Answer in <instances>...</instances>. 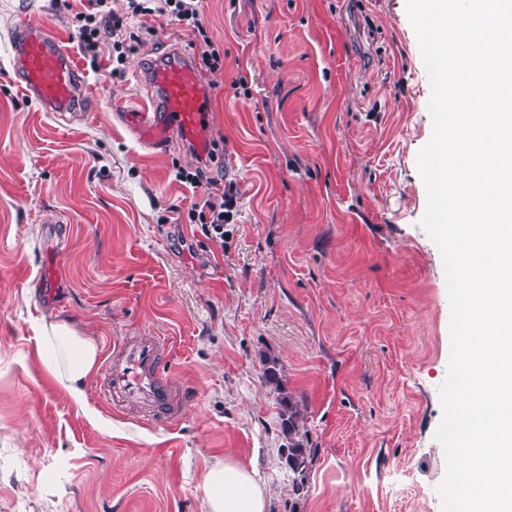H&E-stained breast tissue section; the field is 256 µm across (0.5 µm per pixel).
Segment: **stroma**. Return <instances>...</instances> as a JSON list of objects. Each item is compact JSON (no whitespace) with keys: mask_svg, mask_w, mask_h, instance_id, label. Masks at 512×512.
<instances>
[{"mask_svg":"<svg viewBox=\"0 0 512 512\" xmlns=\"http://www.w3.org/2000/svg\"><path fill=\"white\" fill-rule=\"evenodd\" d=\"M79 0H0V512H202V476L255 469L268 512H442L435 432L450 365L442 255L420 222L431 85L406 0H203L224 61L209 126L234 205L216 244L184 147L149 154L114 105L149 100L141 60L189 36L138 15L145 46L92 72ZM68 43L95 108L64 124L17 84L11 32ZM246 84H239V77ZM169 339L176 419L113 409L93 371L76 404L38 350L42 320ZM307 408L301 494L262 356Z\"/></svg>","mask_w":512,"mask_h":512,"instance_id":"obj_1","label":"stroma"}]
</instances>
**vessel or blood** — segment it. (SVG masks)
<instances>
[{
    "mask_svg": "<svg viewBox=\"0 0 512 512\" xmlns=\"http://www.w3.org/2000/svg\"><path fill=\"white\" fill-rule=\"evenodd\" d=\"M12 68L23 92L44 111L84 117L91 100L78 65L64 40L48 27L18 24L11 36ZM139 75L151 90L149 102L117 118L146 151L180 143L200 157L212 149L205 123L209 86L194 57L177 48L141 64ZM161 336L122 339L103 369V388L113 403L173 415L177 388L164 373Z\"/></svg>",
    "mask_w": 512,
    "mask_h": 512,
    "instance_id": "vessel-or-blood-1",
    "label": "vessel or blood"
}]
</instances>
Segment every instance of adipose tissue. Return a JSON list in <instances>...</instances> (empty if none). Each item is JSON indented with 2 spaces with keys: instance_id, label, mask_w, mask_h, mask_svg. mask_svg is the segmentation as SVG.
<instances>
[{
  "instance_id": "adipose-tissue-1",
  "label": "adipose tissue",
  "mask_w": 512,
  "mask_h": 512,
  "mask_svg": "<svg viewBox=\"0 0 512 512\" xmlns=\"http://www.w3.org/2000/svg\"><path fill=\"white\" fill-rule=\"evenodd\" d=\"M39 348L47 368L75 403H84L86 382L97 362L99 347L67 322L49 319L39 328ZM203 512H267L265 491L254 471L232 459L211 464L203 475Z\"/></svg>"
}]
</instances>
